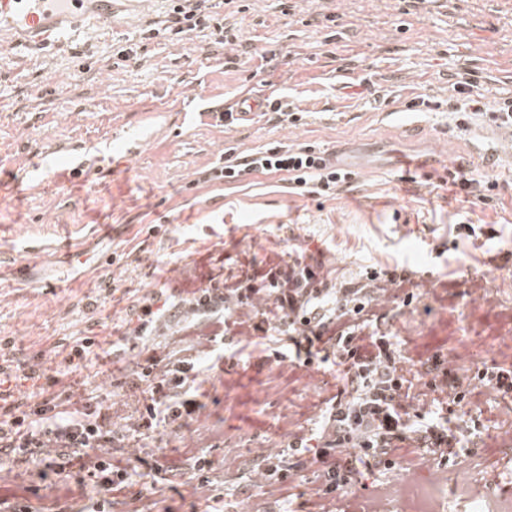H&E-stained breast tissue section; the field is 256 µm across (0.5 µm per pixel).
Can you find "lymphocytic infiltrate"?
<instances>
[{
  "instance_id": "f902f5d3",
  "label": "lymphocytic infiltrate",
  "mask_w": 512,
  "mask_h": 512,
  "mask_svg": "<svg viewBox=\"0 0 512 512\" xmlns=\"http://www.w3.org/2000/svg\"><path fill=\"white\" fill-rule=\"evenodd\" d=\"M209 31L216 41L227 33L211 12V0H169L164 29L179 37ZM470 81H455L459 109L488 115L497 127L512 126V96L487 105L473 97ZM254 174H283L294 187L333 194L347 187L344 174L322 154L307 148L258 149L234 159L220 171H205L203 182L238 183ZM416 283L410 274L366 266L338 280L324 253L272 252L223 284L174 294L167 288L144 295L127 311V333L134 336L139 359L131 386L143 408L128 430L145 433L197 419L195 398L204 367H218L225 354L262 350L275 363L323 368L336 373V392L325 400L314 434L296 433L286 451L264 452L253 462L258 483L282 486L304 466L316 467V494L326 499L352 486L361 472L392 465L401 449L447 459L466 447L476 427L452 424L455 408L465 407L468 390L445 398L434 372L441 356L426 360L432 377L416 386L391 330L382 326L388 303L411 302ZM170 348L158 350L157 338ZM93 336L69 337L56 373L41 355L18 356L11 339L0 338V450L27 465L39 454L77 467L71 498L85 484L101 497L91 512H111L113 493L130 485L127 469L115 466L110 447L125 431L113 429L112 412L97 390H72L62 376L82 371L98 355Z\"/></svg>"
}]
</instances>
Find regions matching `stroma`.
<instances>
[{"mask_svg": "<svg viewBox=\"0 0 512 512\" xmlns=\"http://www.w3.org/2000/svg\"><path fill=\"white\" fill-rule=\"evenodd\" d=\"M166 0L103 17L63 18L48 43L16 33L0 42V336L17 353H42L56 368L57 342L94 329L99 355L72 375L99 388L117 413L134 411L127 377L135 351L115 355L132 302L167 286L223 283L246 261L299 243L322 250L339 276L363 266L406 264L421 285L411 305H389L385 324L403 354L450 353L462 365H512V159L486 118L453 112L448 83L467 74L485 103L512 95V0H245L220 8L235 42L194 32L145 39ZM133 48L135 59L117 52ZM273 51L265 61L261 52ZM275 94L298 108L297 124L272 112L225 125L211 112L237 98ZM429 112L410 109L415 99ZM355 143L352 190L312 196L282 175L196 183L198 171L258 147L326 152ZM86 175L69 177L68 161ZM494 181L485 200H466L448 177L456 167ZM477 227L455 239L453 224ZM451 289L437 287L440 279ZM482 280L483 298L469 292ZM115 290L98 298L100 288ZM332 374L265 361H225L198 379L199 420L142 436L112 451L134 467V491L153 512H203L190 483L155 484L147 459L166 456L193 475L203 454L225 473L224 512H316V469L280 492L254 486L249 462L313 428L335 390ZM470 415L482 435L460 463L420 460L366 476L357 495L451 481L478 465L483 492L512 496V416L490 386L476 385ZM0 474L38 487L37 512L66 505L72 475L36 463Z\"/></svg>", "mask_w": 512, "mask_h": 512, "instance_id": "stroma-1", "label": "stroma"}]
</instances>
